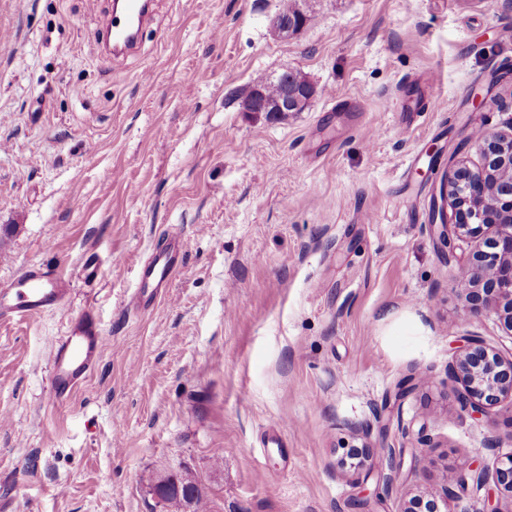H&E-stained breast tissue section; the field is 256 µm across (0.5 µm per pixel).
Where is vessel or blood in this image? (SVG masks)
I'll return each instance as SVG.
<instances>
[{
	"instance_id": "b4317fda",
	"label": "vessel or blood",
	"mask_w": 512,
	"mask_h": 512,
	"mask_svg": "<svg viewBox=\"0 0 512 512\" xmlns=\"http://www.w3.org/2000/svg\"><path fill=\"white\" fill-rule=\"evenodd\" d=\"M152 8L151 0H124V7L113 14L106 31V43L113 53L133 50ZM177 263L173 252H161L139 273V287L132 296L133 307H141L146 287H167ZM71 281L64 274L38 265L25 267L8 284L0 286V320H27L63 309L71 295ZM106 349V338L92 312L71 320L49 355L51 379L59 398H66L96 368Z\"/></svg>"
}]
</instances>
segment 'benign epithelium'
<instances>
[{"label":"benign epithelium","instance_id":"7a95c632","mask_svg":"<svg viewBox=\"0 0 512 512\" xmlns=\"http://www.w3.org/2000/svg\"><path fill=\"white\" fill-rule=\"evenodd\" d=\"M306 14L288 19L275 13L270 31L279 40H288L300 32ZM280 93L270 97L264 85L254 84L244 97L241 111L303 112L309 109L317 89L308 82L285 72L278 76ZM482 163L472 168L459 163L445 176L433 210V232L441 246L452 249L453 237L482 240L474 251L470 266L457 280L465 292L461 317L468 320L483 313H493L512 333V132L480 131L473 140ZM460 387L453 393L459 411L483 415L506 399L512 400V354L505 355L479 336L466 338V346L449 368ZM454 478L433 493L428 504L432 512H448V502L458 497V490L472 486L485 489L492 480L498 490L512 495V453L498 458L489 472L464 464L452 467Z\"/></svg>","mask_w":512,"mask_h":512}]
</instances>
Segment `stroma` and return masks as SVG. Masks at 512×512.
<instances>
[{"label":"stroma","instance_id":"obj_1","mask_svg":"<svg viewBox=\"0 0 512 512\" xmlns=\"http://www.w3.org/2000/svg\"><path fill=\"white\" fill-rule=\"evenodd\" d=\"M278 4L154 0L109 56L111 0H0V282L36 264L73 288L0 323V512H159L150 477L186 470L211 512H403L447 464L512 452V402L460 414L448 371L466 337L512 336L461 319L477 244L443 256L431 228L474 133L512 130V0H303L287 41ZM286 71L309 109L242 111ZM176 238L179 272L129 308ZM87 309L107 348L59 402L47 358ZM298 20L285 18L280 13L276 12L270 20V31L272 35L279 39L287 41L298 32H300L306 23V14L302 8H298Z\"/></svg>","mask_w":512,"mask_h":512}]
</instances>
